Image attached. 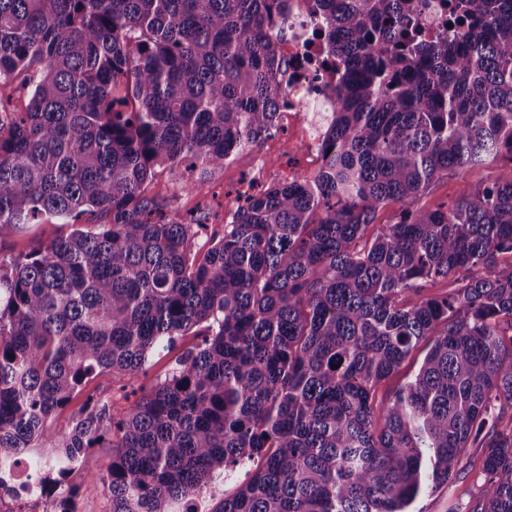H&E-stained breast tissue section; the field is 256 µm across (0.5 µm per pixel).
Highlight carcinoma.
I'll list each match as a JSON object with an SVG mask.
<instances>
[{
	"label": "carcinoma",
	"mask_w": 512,
	"mask_h": 512,
	"mask_svg": "<svg viewBox=\"0 0 512 512\" xmlns=\"http://www.w3.org/2000/svg\"><path fill=\"white\" fill-rule=\"evenodd\" d=\"M315 2L341 65L323 165L248 196L217 236L146 186L277 128L287 64L266 29L285 0H0V83L29 88L23 112L0 99V237L69 226L0 258V471L36 462L57 512H78L67 478L106 434L112 461L83 486L111 512H410L468 448L485 449L478 505L448 512H512V166L415 207L512 156V0L446 2L432 36L423 0ZM391 203L399 220L375 223ZM194 328L133 407L86 391ZM245 462L246 483L207 495ZM509 165L508 155L504 153L492 166L470 172L465 181L452 173H448V176L443 175L419 198L417 206L423 209H435L442 203H450L457 199L466 187L485 183L498 169L506 168ZM424 354H416L411 359L407 360L400 368V370L385 380L380 386L379 396H386L407 382L417 371ZM82 402L83 398L80 396L63 409L56 411L49 422L51 428L58 431L68 430L78 415Z\"/></svg>",
	"instance_id": "cac0c4a2"
}]
</instances>
